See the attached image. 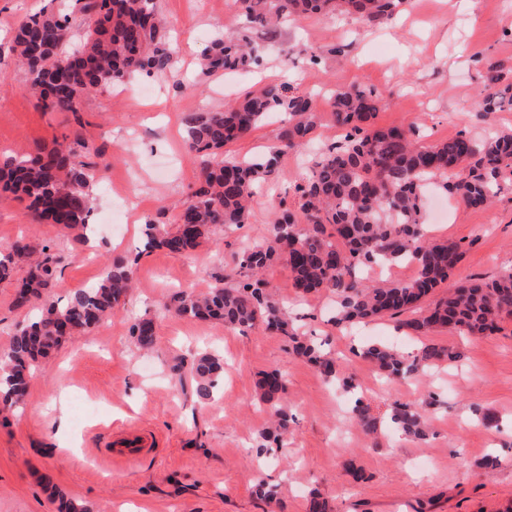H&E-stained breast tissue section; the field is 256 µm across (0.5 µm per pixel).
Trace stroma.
Listing matches in <instances>:
<instances>
[{"mask_svg": "<svg viewBox=\"0 0 512 512\" xmlns=\"http://www.w3.org/2000/svg\"><path fill=\"white\" fill-rule=\"evenodd\" d=\"M155 3L172 29L179 60L174 74L134 76L120 95L93 93L75 119L44 111L26 93L27 74L10 47L19 23L45 8L68 14L70 44L78 46L86 16L75 0H0V157L51 148L78 129L86 143L83 161L104 158L113 181L130 189L125 237L103 225L93 252L81 232L33 222L26 202L0 192V253L23 234L34 245H55L63 269L53 295L61 301L97 284L114 259L137 260L126 310L35 364L26 405L0 411V512H57L64 498L90 512H306L314 488L333 500L337 512H500L512 501V316L490 336L453 330L407 336L389 318L370 324L363 336H345L329 322L336 308L331 292L296 301L287 264L267 268L266 280L293 302L300 333L335 354L381 421L373 438L349 420L352 395L292 354L286 336L260 325L232 331L159 313L172 293L209 288L234 269L244 245L269 237L279 205L296 206L294 186L307 164L285 154L281 177L257 193L248 223L229 232L213 227L191 254L143 252L139 222L172 226L175 203L198 186L185 114L223 109L265 83L286 80L311 94L321 150L339 134L329 96L356 85L382 96L378 128L414 122L433 141L461 133L480 137L491 128L512 132V107L488 116L478 110L486 61L500 64L512 81V0H409L392 22L372 29L350 18L298 17L275 41L258 39L259 62L251 70L209 76L198 67L201 53L217 34L241 28L232 0ZM344 46L350 49L345 58L337 54ZM430 235L461 242L465 254L455 281L512 269V182L482 209L449 202L447 223ZM132 314L155 318L154 351L131 344ZM366 338L400 345L406 354L429 341L459 349L463 359L378 386L375 368L351 351ZM203 346L224 360V378L211 401L193 398L169 371L178 362L191 365ZM273 370L284 379V403L295 422L283 447L264 450L260 432L267 413L257 387ZM431 395L438 404L428 411L427 442L398 435L388 421L394 404H418ZM61 398L70 406L83 399L98 415L75 426L54 408ZM477 406L496 417L497 427L476 420ZM129 430L140 434L142 447L126 450L122 434ZM491 451L501 465L487 471L479 463ZM349 459L356 473L346 470ZM259 478L278 485L279 505L255 498Z\"/></svg>", "mask_w": 512, "mask_h": 512, "instance_id": "obj_1", "label": "stroma"}]
</instances>
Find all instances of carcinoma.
Listing matches in <instances>:
<instances>
[{
	"label": "carcinoma",
	"mask_w": 512,
	"mask_h": 512,
	"mask_svg": "<svg viewBox=\"0 0 512 512\" xmlns=\"http://www.w3.org/2000/svg\"><path fill=\"white\" fill-rule=\"evenodd\" d=\"M91 24L82 45L69 50V19L42 11L19 23L12 52L28 75L26 90L45 110L65 112L81 124L85 97L133 75L167 77L177 60L166 21L154 0H77ZM404 0H233L250 32L265 39L277 37L278 24L290 16L323 19L338 14L354 17L368 29L388 21ZM258 61L247 34L215 39L205 51L202 72L246 71ZM485 95L479 111L489 115L512 106V83L500 66L488 62L481 74ZM382 99L362 86L341 89L331 98L330 112L344 131L315 161L308 177L296 185L297 209L275 214L271 237L243 248L236 271L216 280L203 293L182 290L164 311L186 320H217L227 328H248L260 322L289 338L292 352L313 363L330 382L347 393L355 383L342 376L336 358L323 345L299 336L276 292L262 278L273 263L285 261L293 286L301 294L329 291L336 295L331 323L338 328L366 324L384 317L412 316L397 329L415 336L452 329L470 336H488L500 330V321L512 315V271L492 279L473 278L459 285L448 281L464 257L460 243L431 240L421 212L425 181L441 182L443 189L465 209L488 206L501 183L512 176V134L474 138L463 133L425 144L415 124L377 128L373 119ZM272 113L283 116L286 127L280 144L264 154L239 159L219 152L234 143ZM189 148L200 170L191 199L176 208V229L144 224L143 250L165 249L184 254L208 238L211 228L237 227L248 221L254 189L280 174L282 156L300 151L313 139L317 116L312 99L286 84L250 91L222 110L189 112L184 117ZM85 148L80 134L36 154L0 158V190L29 201L36 222H50L69 230L85 229L91 210L89 187L97 166L77 160ZM63 257L51 245L36 249L20 239L0 257V281L13 277L22 264L26 275L19 283L13 307L41 303L34 318L20 325L7 349L0 351V407L17 408L28 396L31 368L50 349L69 336L104 323L123 308L135 288L136 260L118 259L96 286L69 294L65 302L53 298ZM409 263L415 273L407 281H368L357 276L367 267L386 268ZM439 288L448 289L428 301ZM134 345L151 350L156 343L155 320H135L130 329ZM361 356L387 376L409 377L439 361L457 362V349L424 344L413 356L378 342L363 345ZM193 393L210 400L224 374V363L202 352L190 368ZM285 385L280 373L265 375L260 398L268 406L270 424L261 432L268 445H279L292 417L283 405ZM352 418L365 434L379 430L362 397H355ZM390 422L404 436L424 441L429 436L425 408L396 404Z\"/></svg>",
	"instance_id": "1"
}]
</instances>
